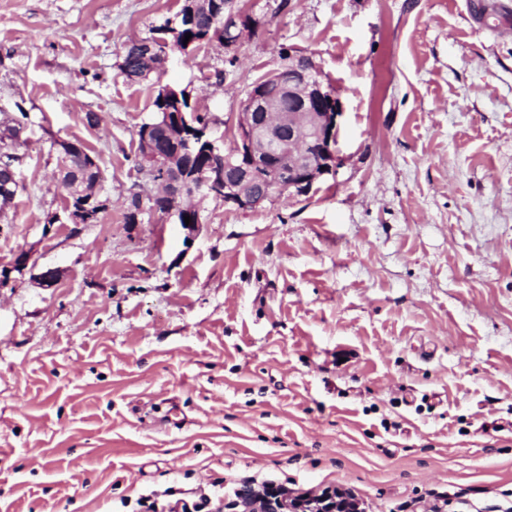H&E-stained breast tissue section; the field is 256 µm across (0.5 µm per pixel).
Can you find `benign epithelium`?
Segmentation results:
<instances>
[{"label": "benign epithelium", "instance_id": "7a95c632", "mask_svg": "<svg viewBox=\"0 0 512 512\" xmlns=\"http://www.w3.org/2000/svg\"><path fill=\"white\" fill-rule=\"evenodd\" d=\"M283 65L296 74L286 85L288 96L298 102L294 112H280L261 96L260 82H255L242 102L234 131V147L224 153L216 141L207 136V127L197 124L193 112H164L144 125V143L156 128L176 130L177 139L186 149L171 155L154 154L159 166L149 169L160 190L149 197L168 198L170 208L165 216L180 219L190 217L188 231L201 224L199 210L184 203L186 189L199 182L203 190L192 192L204 197L224 199V204L238 209L256 206L276 194L292 198L306 197L322 178L336 176L340 165L338 155L337 118L341 115L339 93L328 82L312 58L286 54ZM204 146L208 160L202 168L181 161L193 156L195 145ZM21 159L13 146L0 148V165L11 173L12 180L4 185L11 191L18 183L16 163ZM110 199L96 185L89 197L69 201V218L74 224H88L105 212ZM243 512H362L359 501L346 489L335 488L317 495L282 491L272 498L263 492L247 489L240 494Z\"/></svg>", "mask_w": 512, "mask_h": 512}]
</instances>
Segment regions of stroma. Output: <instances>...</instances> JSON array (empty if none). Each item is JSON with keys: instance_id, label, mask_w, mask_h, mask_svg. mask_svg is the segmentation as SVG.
Here are the masks:
<instances>
[{"instance_id": "stroma-1", "label": "stroma", "mask_w": 512, "mask_h": 512, "mask_svg": "<svg viewBox=\"0 0 512 512\" xmlns=\"http://www.w3.org/2000/svg\"><path fill=\"white\" fill-rule=\"evenodd\" d=\"M236 47L128 39L182 0H0V512H241L248 488L352 491L363 512H512V0H237ZM289 49L338 90L341 164L309 196L144 213L159 86L232 147ZM98 125H89V117ZM112 204L67 218L60 143ZM54 271L45 286L41 275ZM156 38L163 37L150 36L131 39L124 45L122 61L119 67L126 79L133 82H141L149 78L152 70L146 65L145 57L147 54L150 55V47L154 55L165 53L168 48L166 43H160Z\"/></svg>"}]
</instances>
